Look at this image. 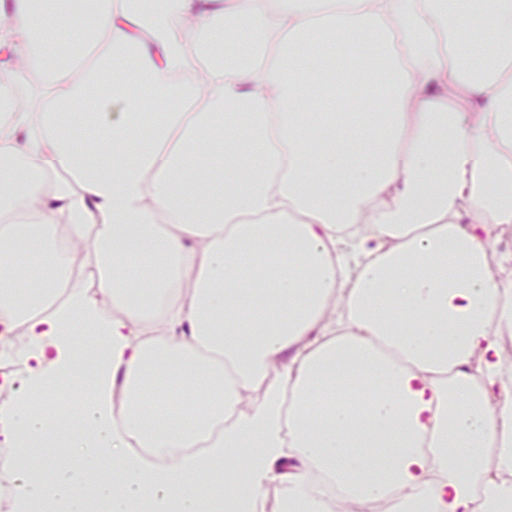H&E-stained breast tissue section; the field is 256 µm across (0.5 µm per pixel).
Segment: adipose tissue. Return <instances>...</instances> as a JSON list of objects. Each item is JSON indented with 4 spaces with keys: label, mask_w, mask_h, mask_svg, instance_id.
Listing matches in <instances>:
<instances>
[{
    "label": "adipose tissue",
    "mask_w": 512,
    "mask_h": 512,
    "mask_svg": "<svg viewBox=\"0 0 512 512\" xmlns=\"http://www.w3.org/2000/svg\"><path fill=\"white\" fill-rule=\"evenodd\" d=\"M329 32L381 137L300 120ZM0 51L45 78L34 112L0 82V335L23 325L29 364L0 427L51 435L39 403L96 340L72 461L48 482L22 461L17 512H89L91 472L107 512H203L207 481L256 512L281 478L332 512L314 469L359 512L512 505V293L489 272L512 254L488 245L512 224V0H0ZM173 396L192 420L146 408Z\"/></svg>",
    "instance_id": "1"
}]
</instances>
